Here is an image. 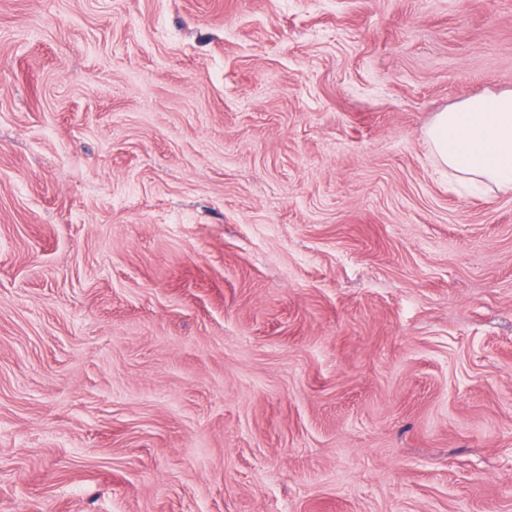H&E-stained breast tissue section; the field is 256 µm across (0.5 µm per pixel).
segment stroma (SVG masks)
<instances>
[{
    "label": "stroma",
    "mask_w": 512,
    "mask_h": 512,
    "mask_svg": "<svg viewBox=\"0 0 512 512\" xmlns=\"http://www.w3.org/2000/svg\"><path fill=\"white\" fill-rule=\"evenodd\" d=\"M512 0H0V512H512V193L435 165Z\"/></svg>",
    "instance_id": "1"
}]
</instances>
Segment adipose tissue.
Listing matches in <instances>:
<instances>
[{
  "label": "adipose tissue",
  "mask_w": 512,
  "mask_h": 512,
  "mask_svg": "<svg viewBox=\"0 0 512 512\" xmlns=\"http://www.w3.org/2000/svg\"><path fill=\"white\" fill-rule=\"evenodd\" d=\"M448 175L479 191H512V91L478 95L434 115L425 131Z\"/></svg>",
  "instance_id": "1"
}]
</instances>
